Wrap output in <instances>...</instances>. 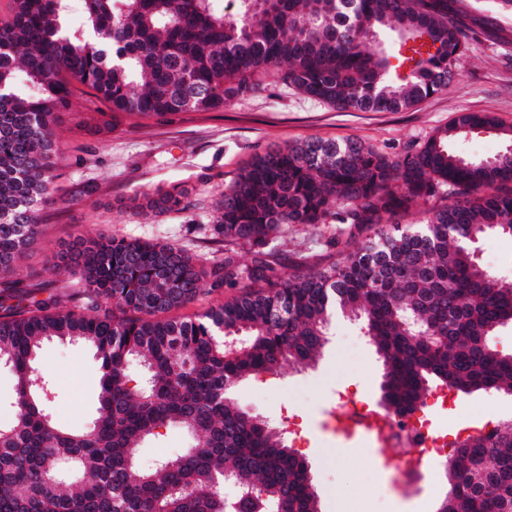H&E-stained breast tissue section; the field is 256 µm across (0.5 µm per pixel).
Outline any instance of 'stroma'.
Wrapping results in <instances>:
<instances>
[{"instance_id":"1","label":"stroma","mask_w":512,"mask_h":512,"mask_svg":"<svg viewBox=\"0 0 512 512\" xmlns=\"http://www.w3.org/2000/svg\"><path fill=\"white\" fill-rule=\"evenodd\" d=\"M457 21L469 44L448 88L401 112L342 111L284 88L268 77L260 94L211 112H185L168 118L121 117L104 128L102 115L70 112L57 129L61 193L43 208V235L22 260L21 274L42 273L57 261L60 246L81 230L143 241L170 243L192 255L220 258L225 245L212 233V202L252 155L310 136L354 138L386 156L426 141L466 112L490 113L512 126V16L491 8L473 9L461 0ZM182 182L195 190L197 205L181 214L146 216L120 201L141 185ZM335 224L296 226L277 242L273 260L288 268L298 255L308 264L334 251ZM39 370L56 386L54 412L66 425L93 419L102 375L94 352L79 343H46ZM382 363L370 342L345 318L331 327L329 342L314 366L283 365L277 374L238 382L230 395L258 419L278 422L283 410L297 416L301 429L288 443L307 460L321 512H437L448 491L444 457L428 460L417 491L407 492L397 474L383 470L376 444L339 443L325 432L323 413L339 391L349 389L381 400ZM424 415L448 436L486 420L512 419V396L476 391L454 396L448 406L427 398ZM197 438L180 427L146 441L138 464L148 468L158 455L178 456Z\"/></svg>"}]
</instances>
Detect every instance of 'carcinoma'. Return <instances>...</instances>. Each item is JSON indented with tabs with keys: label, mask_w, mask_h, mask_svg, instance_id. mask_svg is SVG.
Instances as JSON below:
<instances>
[{
	"label": "carcinoma",
	"mask_w": 512,
	"mask_h": 512,
	"mask_svg": "<svg viewBox=\"0 0 512 512\" xmlns=\"http://www.w3.org/2000/svg\"><path fill=\"white\" fill-rule=\"evenodd\" d=\"M13 0L0 20V364L16 416L0 436V512H320L308 463L279 428L229 397L284 362L307 367L342 315L376 347L381 402L413 414L430 384L512 396V354L490 345L512 324V280L470 245L512 238V151L466 159L448 140L472 130L512 140L490 113H462L390 158L357 139L297 140L254 154L220 192L215 233L251 265L168 243L80 231L54 274L16 270L56 201V128L68 111L164 117L209 112L264 90L275 74L343 111L399 112L448 86L468 51L448 0ZM397 64H392V60ZM85 87L76 94L70 80ZM184 183L142 187L120 204L145 215L193 205ZM419 227L396 224L420 202ZM296 224L369 232L312 270L283 273L269 242ZM248 290L202 315L168 314L224 287ZM80 341L101 360L97 416L69 429L47 411L45 341ZM139 364L143 383L127 368ZM182 426L184 455L137 467L141 445ZM438 512H512V422L457 439Z\"/></svg>",
	"instance_id": "cac0c4a2"
}]
</instances>
